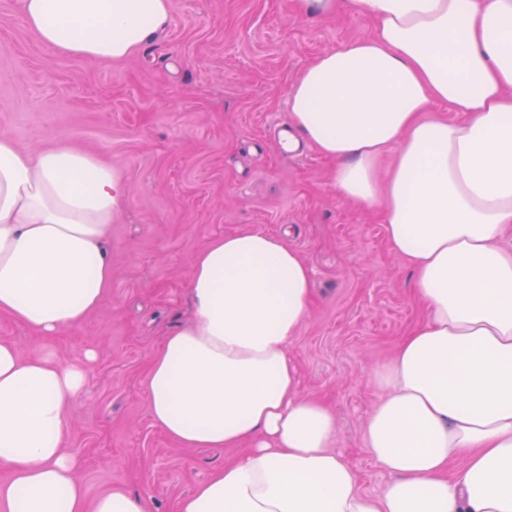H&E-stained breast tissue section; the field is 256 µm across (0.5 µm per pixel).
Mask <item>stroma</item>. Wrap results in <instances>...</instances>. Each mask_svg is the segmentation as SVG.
<instances>
[{"label":"stroma","instance_id":"35a3bbf8","mask_svg":"<svg viewBox=\"0 0 512 512\" xmlns=\"http://www.w3.org/2000/svg\"><path fill=\"white\" fill-rule=\"evenodd\" d=\"M0 0V137L37 151L65 143L111 163L128 187L104 249L112 286L80 326L52 336L0 315V340L22 356L81 366L68 452L87 500L121 486L153 512L232 454L181 448L156 428L144 378L162 337L189 323L194 255L211 239L262 228L285 236L313 272L307 318L289 350L304 394L335 410V448L376 495L390 480L363 442L380 392L373 371L423 318L413 275L389 247L380 207L346 201L332 160L285 154L300 70L371 20L303 15L293 0H171V23L137 55L90 64L38 42Z\"/></svg>","mask_w":512,"mask_h":512}]
</instances>
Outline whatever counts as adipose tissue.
Here are the masks:
<instances>
[{
  "label": "adipose tissue",
  "instance_id": "adipose-tissue-1",
  "mask_svg": "<svg viewBox=\"0 0 512 512\" xmlns=\"http://www.w3.org/2000/svg\"><path fill=\"white\" fill-rule=\"evenodd\" d=\"M372 18L288 92L297 134L333 159L345 199L379 205L427 313L377 367L364 444L391 480L364 492L337 452L336 415L301 390L288 347L312 270L283 236L214 238L191 263L189 325L146 376L153 424L183 448L239 454L174 512H512V0H294ZM63 57L120 61L169 24L170 0H14ZM444 115H436L435 107ZM390 158L387 176L379 164ZM128 188L68 147L0 138V315L42 334L106 296L103 243ZM84 370L0 341V512H152L117 487L87 503L64 449ZM460 470H453L454 462Z\"/></svg>",
  "mask_w": 512,
  "mask_h": 512
}]
</instances>
